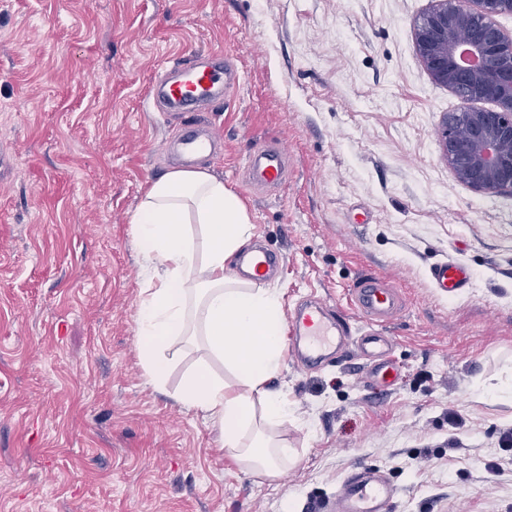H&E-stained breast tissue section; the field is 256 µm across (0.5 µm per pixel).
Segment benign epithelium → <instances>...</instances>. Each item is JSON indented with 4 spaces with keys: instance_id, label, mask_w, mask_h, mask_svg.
I'll use <instances>...</instances> for the list:
<instances>
[{
    "instance_id": "benign-epithelium-1",
    "label": "benign epithelium",
    "mask_w": 512,
    "mask_h": 512,
    "mask_svg": "<svg viewBox=\"0 0 512 512\" xmlns=\"http://www.w3.org/2000/svg\"><path fill=\"white\" fill-rule=\"evenodd\" d=\"M502 15H512V0H432L413 39L435 82L493 104L445 118L438 137L448 168L475 192L512 195V33Z\"/></svg>"
}]
</instances>
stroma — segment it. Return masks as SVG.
Wrapping results in <instances>:
<instances>
[{"mask_svg": "<svg viewBox=\"0 0 512 512\" xmlns=\"http://www.w3.org/2000/svg\"><path fill=\"white\" fill-rule=\"evenodd\" d=\"M431 0H0V512H314L354 469L383 471L393 512H512V196L458 182L438 130L469 102L436 84L412 28ZM228 52L224 102L165 123L155 77L188 51ZM192 127L202 168L246 206L254 243L284 263V310L308 295L350 312L348 289L387 280L400 379L356 360H284L275 428L293 450L251 472L218 428L174 399L186 373L224 363L182 346L165 391L137 351L141 259L130 224L148 181L176 168ZM288 149L259 190L243 160ZM459 261L453 298L430 272ZM464 423H449V412ZM501 459L499 475L486 461ZM214 144V138L210 133L191 129L185 133L179 141L178 155L182 163L189 165L197 158L205 154ZM472 280V271L461 263H441L431 270V281L444 296L459 294L471 284Z\"/></svg>", "mask_w": 512, "mask_h": 512, "instance_id": "35a3bbf8", "label": "stroma"}]
</instances>
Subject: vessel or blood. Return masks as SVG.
I'll return each mask as SVG.
<instances>
[{
    "mask_svg": "<svg viewBox=\"0 0 512 512\" xmlns=\"http://www.w3.org/2000/svg\"><path fill=\"white\" fill-rule=\"evenodd\" d=\"M237 77L223 52L196 56L193 62H174L166 67L150 90L153 107L160 112H198L223 100ZM211 134L193 129L179 141L182 163L192 164L212 146ZM288 151L277 144L255 151L247 159L249 182L254 186L275 188L286 178ZM279 255L256 247L244 252L238 261L244 276L273 275ZM473 280L469 267L461 263H441L431 270V281L445 296H454ZM352 300L360 316L370 323V330L351 339L349 320L329 308L318 297L300 301L288 318V350L299 366L312 368L342 357L348 341L368 362L371 373L384 386L395 385L398 375L389 359L390 344L373 330V323L391 314L398 306L399 295L387 282L364 279L352 291ZM397 490L378 470L362 467L352 471L335 496L331 512H392Z\"/></svg>",
    "mask_w": 512,
    "mask_h": 512,
    "instance_id": "b4317fda",
    "label": "vessel or blood"
}]
</instances>
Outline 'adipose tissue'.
Returning a JSON list of instances; mask_svg holds the SVG:
<instances>
[{"instance_id":"obj_1","label":"adipose tissue","mask_w":512,"mask_h":512,"mask_svg":"<svg viewBox=\"0 0 512 512\" xmlns=\"http://www.w3.org/2000/svg\"><path fill=\"white\" fill-rule=\"evenodd\" d=\"M131 222L144 261L137 330L149 384L165 387L178 342L204 337L231 377L195 369L180 404L218 426L225 448L252 471L275 473L292 457L271 434L289 412L269 386L283 365L285 316L276 289L232 273L253 236L245 205L209 171L173 169L149 183Z\"/></svg>"}]
</instances>
